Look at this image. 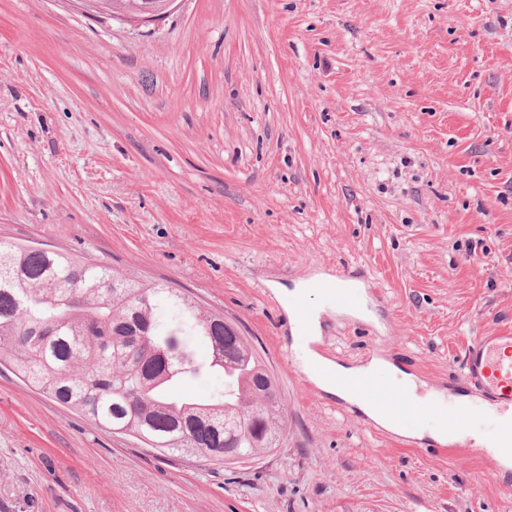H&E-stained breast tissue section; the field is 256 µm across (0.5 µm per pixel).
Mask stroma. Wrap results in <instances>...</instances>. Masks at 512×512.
Wrapping results in <instances>:
<instances>
[{
  "label": "stroma",
  "instance_id": "obj_1",
  "mask_svg": "<svg viewBox=\"0 0 512 512\" xmlns=\"http://www.w3.org/2000/svg\"><path fill=\"white\" fill-rule=\"evenodd\" d=\"M0 239L186 290L248 336L279 448L163 457L0 371V512H512L484 448L342 407L279 288L354 265L390 323L320 306L347 367L447 389L512 326V0H175L151 22L0 0Z\"/></svg>",
  "mask_w": 512,
  "mask_h": 512
}]
</instances>
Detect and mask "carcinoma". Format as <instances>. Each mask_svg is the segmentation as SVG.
<instances>
[{"instance_id": "obj_1", "label": "carcinoma", "mask_w": 512, "mask_h": 512, "mask_svg": "<svg viewBox=\"0 0 512 512\" xmlns=\"http://www.w3.org/2000/svg\"><path fill=\"white\" fill-rule=\"evenodd\" d=\"M205 342L197 358L189 339ZM0 365L95 425L166 456L224 462L274 448L286 415L241 331L174 288L61 251L0 242ZM224 371V393L176 399L187 378Z\"/></svg>"}]
</instances>
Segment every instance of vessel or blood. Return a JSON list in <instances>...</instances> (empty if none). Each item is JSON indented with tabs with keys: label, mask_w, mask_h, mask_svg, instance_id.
<instances>
[{
	"label": "vessel or blood",
	"mask_w": 512,
	"mask_h": 512,
	"mask_svg": "<svg viewBox=\"0 0 512 512\" xmlns=\"http://www.w3.org/2000/svg\"><path fill=\"white\" fill-rule=\"evenodd\" d=\"M307 286L310 291L325 294L339 310L349 307L364 313L371 311L373 302L384 299L369 276L345 266L336 268L330 279H308ZM290 309L298 344L310 343L311 309L305 295L293 296ZM313 373L323 381L338 380L327 361H316ZM341 383L356 399L398 411L409 425L421 423L430 409H438L448 416V433L454 446L466 448L475 443L492 449L498 468L512 470L511 327L475 336L464 351L460 373L448 385L447 396L431 397L425 404L418 403L400 380L392 376L363 375ZM478 416L491 423L488 434L472 432V421Z\"/></svg>",
	"instance_id": "1"
}]
</instances>
